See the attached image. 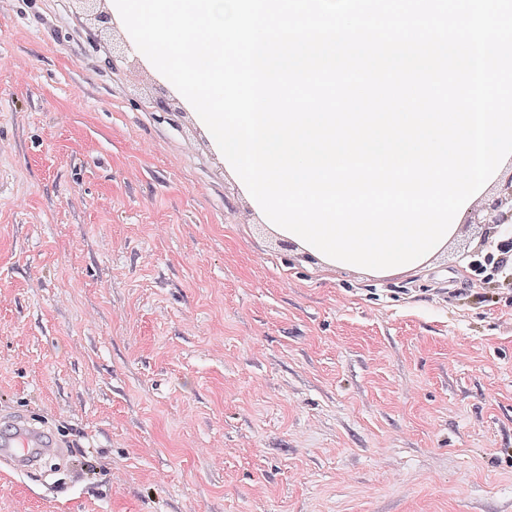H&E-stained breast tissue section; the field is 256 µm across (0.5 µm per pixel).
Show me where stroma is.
I'll return each instance as SVG.
<instances>
[{"label":"stroma","instance_id":"35a3bbf8","mask_svg":"<svg viewBox=\"0 0 512 512\" xmlns=\"http://www.w3.org/2000/svg\"><path fill=\"white\" fill-rule=\"evenodd\" d=\"M127 42L0 0V512H512V222L323 266ZM53 442L44 439L36 429L26 426L25 430L18 429L0 439L1 458H8L22 471L29 470L37 461L40 454L51 451Z\"/></svg>","mask_w":512,"mask_h":512}]
</instances>
